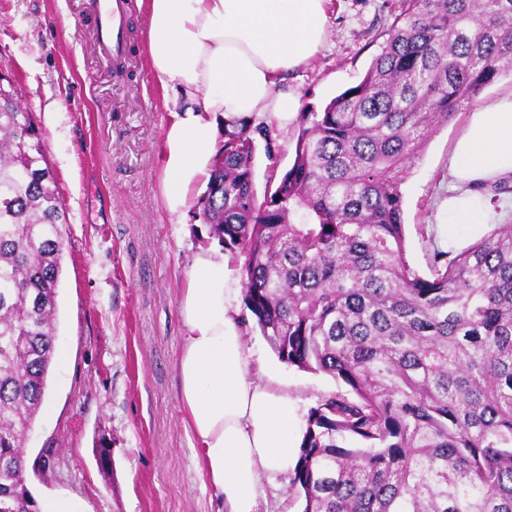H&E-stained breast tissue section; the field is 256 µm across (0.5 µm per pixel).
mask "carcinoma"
Instances as JSON below:
<instances>
[{
	"mask_svg": "<svg viewBox=\"0 0 512 512\" xmlns=\"http://www.w3.org/2000/svg\"><path fill=\"white\" fill-rule=\"evenodd\" d=\"M512 70V0H401L363 79L303 112L255 189V116L222 121L195 205L244 257L278 359L341 388L310 409L303 512H512V224L406 257L401 185L432 134ZM67 210L33 114L0 102V512H40L18 451L47 397Z\"/></svg>",
	"mask_w": 512,
	"mask_h": 512,
	"instance_id": "cac0c4a2",
	"label": "carcinoma"
}]
</instances>
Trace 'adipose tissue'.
<instances>
[{
  "instance_id": "ef3b65f1",
  "label": "adipose tissue",
  "mask_w": 512,
  "mask_h": 512,
  "mask_svg": "<svg viewBox=\"0 0 512 512\" xmlns=\"http://www.w3.org/2000/svg\"><path fill=\"white\" fill-rule=\"evenodd\" d=\"M145 11L151 76L171 114L163 198L182 215L209 180L221 120L295 116L299 99L282 84L318 52L329 16L326 0H146ZM511 175L512 94L472 113L453 146L449 223H499L483 190ZM236 294L222 254L195 256L179 297V401L224 512H258L264 479L295 465L301 435L287 396L250 376Z\"/></svg>"
}]
</instances>
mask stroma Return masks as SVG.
Wrapping results in <instances>:
<instances>
[{
  "label": "stroma",
  "instance_id": "35a3bbf8",
  "mask_svg": "<svg viewBox=\"0 0 512 512\" xmlns=\"http://www.w3.org/2000/svg\"><path fill=\"white\" fill-rule=\"evenodd\" d=\"M400 0H329L328 35L289 73L301 111L357 84L400 11ZM90 0H0V73L33 112L68 211L62 225L57 356L47 405L27 434V483L36 499L76 495L87 512H222L197 466L179 402L185 326L179 296L206 232L167 211L162 141L170 121L147 58L146 17L128 18L130 55L112 68L96 45ZM512 93L501 76L430 138L402 183L406 256L428 270L432 244L467 246L491 225L449 223L448 157L473 107ZM298 120L275 127V151L257 148L255 187L294 160ZM253 372L288 396L299 420L335 392L324 374L281 362L243 301H235ZM112 451L103 474L94 449Z\"/></svg>",
  "mask_w": 512,
  "mask_h": 512
}]
</instances>
